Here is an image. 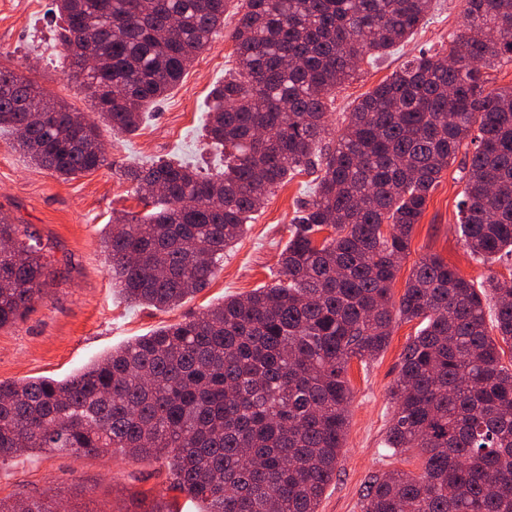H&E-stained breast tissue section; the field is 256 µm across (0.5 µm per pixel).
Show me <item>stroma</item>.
Returning <instances> with one entry per match:
<instances>
[{
    "mask_svg": "<svg viewBox=\"0 0 512 512\" xmlns=\"http://www.w3.org/2000/svg\"><path fill=\"white\" fill-rule=\"evenodd\" d=\"M236 21L234 11H226L223 32L210 39L182 83L151 108L136 134H116L102 126L108 166L65 180L33 164L8 132H0V212L28 225L48 245L46 261L52 272L34 309L22 321L0 329V381L65 379L136 337L182 321L224 297L275 283L296 203L311 192L314 173L296 174L276 188L253 215L244 237L225 253L208 287L174 309L156 311L127 303L112 286L102 248L114 213L145 212L132 185L118 175L119 166L164 159L191 162L205 173L223 168L224 151L206 139L204 124L211 90L236 67L228 37ZM61 25L53 0H0V67L15 70L96 119L88 91L66 69ZM463 29L464 0H435L405 42L375 62H361L355 78L337 88L329 117L332 135H339L345 112L406 60L428 51L447 55ZM464 162V155H457L431 192L393 283L394 296L403 294L416 263L433 254L478 286L492 276L512 279V258L483 263L463 245L457 204L464 190ZM420 328L416 320L395 323L383 353L350 361L347 379L353 399L346 446L318 512H363L370 478L392 470L419 472L417 450L392 453L385 439L401 353ZM8 496H49L64 502L69 512H156L163 505L173 512L201 509L200 502L168 490L162 462L133 461L120 454L79 458L54 451L14 458L0 466V497Z\"/></svg>",
    "mask_w": 512,
    "mask_h": 512,
    "instance_id": "stroma-1",
    "label": "stroma"
}]
</instances>
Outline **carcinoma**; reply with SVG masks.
<instances>
[{"mask_svg":"<svg viewBox=\"0 0 512 512\" xmlns=\"http://www.w3.org/2000/svg\"><path fill=\"white\" fill-rule=\"evenodd\" d=\"M228 0H55L62 46L100 117L133 133L224 29ZM237 70L212 89L204 131L224 170L171 160L120 175L147 208L112 218L114 288L165 311L201 292L248 219L313 167L275 284L229 296L139 336L64 380L0 381V465L30 452L119 451L167 467L168 489L202 512H317L345 447L351 359H371L394 320L425 326L404 348L386 435L421 471L372 478L364 512H512V281L479 289L441 257L392 285L429 193L462 146L458 205L478 261L512 255V0H465L453 66L423 53L367 93L336 140L327 97L406 40L432 0H237ZM0 129L60 177L108 165L98 125L0 67ZM322 239H317L321 233ZM50 275L40 240L0 212V328L34 308ZM493 302L489 335L484 303ZM0 512H57L0 498Z\"/></svg>","mask_w":512,"mask_h":512,"instance_id":"cac0c4a2","label":"carcinoma"}]
</instances>
